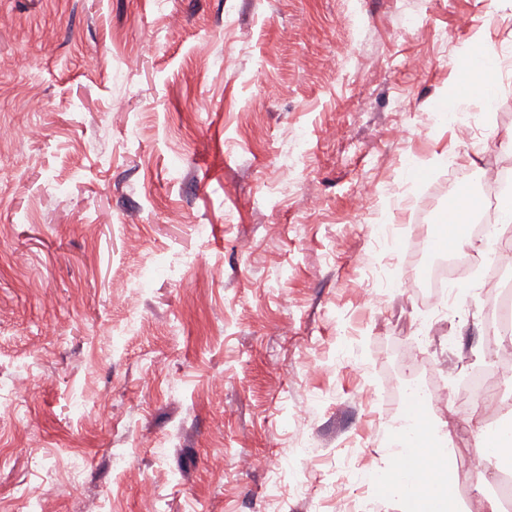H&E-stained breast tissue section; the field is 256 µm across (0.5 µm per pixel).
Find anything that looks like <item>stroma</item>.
Listing matches in <instances>:
<instances>
[{"label": "stroma", "instance_id": "obj_1", "mask_svg": "<svg viewBox=\"0 0 512 512\" xmlns=\"http://www.w3.org/2000/svg\"><path fill=\"white\" fill-rule=\"evenodd\" d=\"M479 32L512 0H0V512H398L394 387L454 423L493 366L488 287L410 286L512 168V76L441 113ZM453 208L448 206V219L443 218L441 223L437 224L430 233L428 240V248L432 253H440L445 250L447 244L448 249L461 246L468 239L458 238L463 228L468 229V224H458L454 215L451 214ZM457 238V239H455ZM455 239L448 243L449 240Z\"/></svg>", "mask_w": 512, "mask_h": 512}]
</instances>
